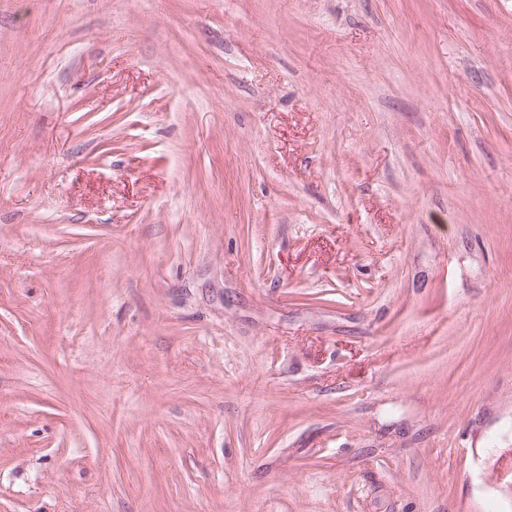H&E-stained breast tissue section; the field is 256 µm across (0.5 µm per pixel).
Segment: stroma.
<instances>
[{"mask_svg":"<svg viewBox=\"0 0 512 512\" xmlns=\"http://www.w3.org/2000/svg\"><path fill=\"white\" fill-rule=\"evenodd\" d=\"M512 0H0V512H512Z\"/></svg>","mask_w":512,"mask_h":512,"instance_id":"stroma-1","label":"stroma"}]
</instances>
